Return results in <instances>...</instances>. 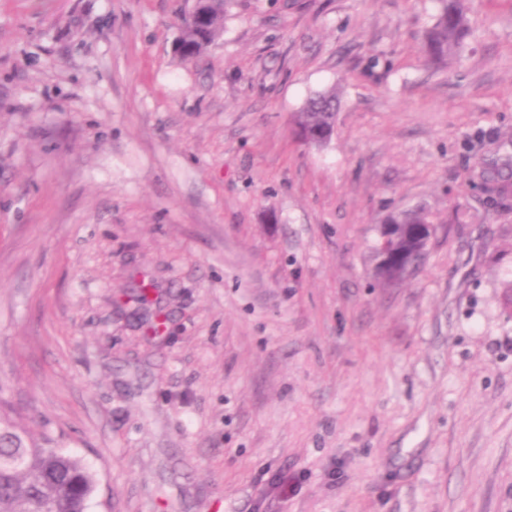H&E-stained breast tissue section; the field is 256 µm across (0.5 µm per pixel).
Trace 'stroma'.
<instances>
[{
  "instance_id": "35a3bbf8",
  "label": "stroma",
  "mask_w": 512,
  "mask_h": 512,
  "mask_svg": "<svg viewBox=\"0 0 512 512\" xmlns=\"http://www.w3.org/2000/svg\"><path fill=\"white\" fill-rule=\"evenodd\" d=\"M190 7L0 0V411L90 512H512V0L440 70L437 0H230L187 62ZM228 0H207L202 3L203 12L207 17L204 29L191 23L189 17L180 27L175 44L178 47L177 55L184 61H190L201 55L213 42L214 37L224 23V13ZM336 95L321 92L310 98L307 104L294 115V124L306 134L305 143L316 146L313 135L316 131L330 128L335 123Z\"/></svg>"
}]
</instances>
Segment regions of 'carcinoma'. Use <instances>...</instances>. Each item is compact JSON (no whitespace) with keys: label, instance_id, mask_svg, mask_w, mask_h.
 Masks as SVG:
<instances>
[{"label":"carcinoma","instance_id":"carcinoma-1","mask_svg":"<svg viewBox=\"0 0 512 512\" xmlns=\"http://www.w3.org/2000/svg\"><path fill=\"white\" fill-rule=\"evenodd\" d=\"M441 8L425 36L423 51L436 66H448L469 36L463 0H439ZM228 0H205L206 27L190 20L180 27L175 44L177 55L190 61L213 42L224 23ZM336 95L321 92L310 98L294 115V124L306 134L305 143L315 144L313 135L335 123ZM94 474L74 456L52 446H35L0 418V512H88L95 491Z\"/></svg>","mask_w":512,"mask_h":512}]
</instances>
